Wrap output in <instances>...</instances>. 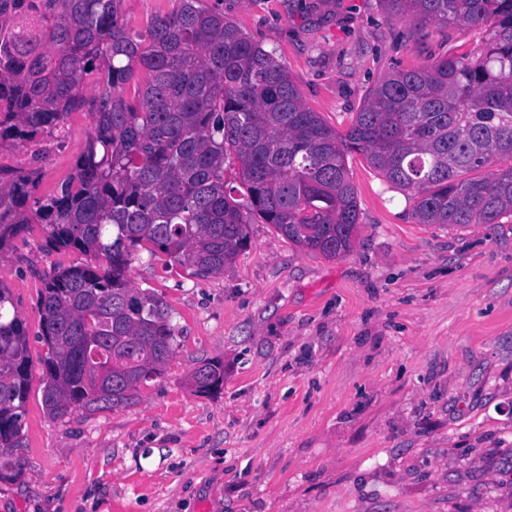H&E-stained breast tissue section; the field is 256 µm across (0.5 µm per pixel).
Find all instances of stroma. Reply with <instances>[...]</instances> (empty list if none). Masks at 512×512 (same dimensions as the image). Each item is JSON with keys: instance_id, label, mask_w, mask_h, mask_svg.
<instances>
[{"instance_id": "stroma-1", "label": "stroma", "mask_w": 512, "mask_h": 512, "mask_svg": "<svg viewBox=\"0 0 512 512\" xmlns=\"http://www.w3.org/2000/svg\"><path fill=\"white\" fill-rule=\"evenodd\" d=\"M276 53L306 106L345 133L369 91L482 49L481 26L414 23L379 0H200ZM179 0H120L145 32ZM91 116L4 149L48 194L73 172ZM359 226L346 256L298 249L270 225L221 274L140 251L127 277L176 327L163 375L134 404L49 418L38 301L54 269L85 255L44 244L41 225L0 250L32 361L23 476L0 512H512V218L420 224L406 191L348 158ZM224 362V387L192 371ZM191 385L195 392L203 395L218 393L224 386V362L211 359L194 369Z\"/></svg>"}]
</instances>
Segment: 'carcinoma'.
Masks as SVG:
<instances>
[{"instance_id":"obj_1","label":"carcinoma","mask_w":512,"mask_h":512,"mask_svg":"<svg viewBox=\"0 0 512 512\" xmlns=\"http://www.w3.org/2000/svg\"><path fill=\"white\" fill-rule=\"evenodd\" d=\"M198 2L180 0L133 35L120 0H0V147L85 107L92 116L86 149L53 193L37 192L33 171L0 168V250L36 220L49 248L91 257L43 282L52 419L133 403L173 356L168 308L126 278L136 252L220 274L258 218L306 253L347 255L359 220L352 152L410 192L420 224L512 216V165L471 176L497 156L512 160V0H379L407 19L484 26L489 39L472 58L389 72L343 136L305 105L273 52ZM13 308L0 283L1 483L22 474L12 449L22 447L32 365ZM191 385L221 391L224 361L195 368Z\"/></svg>"}]
</instances>
